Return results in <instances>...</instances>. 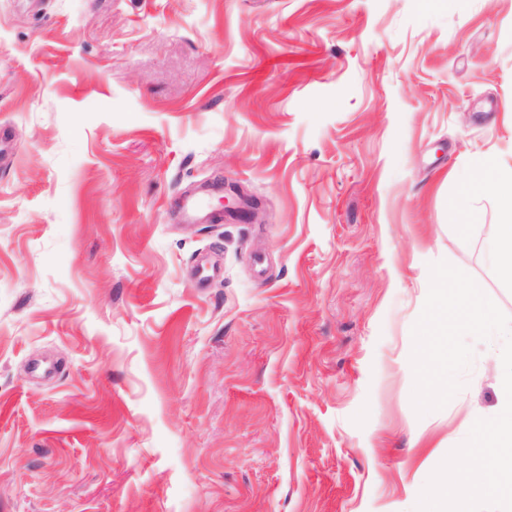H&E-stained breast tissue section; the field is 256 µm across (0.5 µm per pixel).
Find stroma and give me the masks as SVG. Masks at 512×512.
I'll return each instance as SVG.
<instances>
[{
  "mask_svg": "<svg viewBox=\"0 0 512 512\" xmlns=\"http://www.w3.org/2000/svg\"><path fill=\"white\" fill-rule=\"evenodd\" d=\"M0 129V512H415L497 414L410 356L431 263L512 316V0H0ZM495 173L490 187L501 207L505 222L497 225V242L502 257L508 260L509 272L512 271V155L494 162Z\"/></svg>",
  "mask_w": 512,
  "mask_h": 512,
  "instance_id": "obj_1",
  "label": "stroma"
}]
</instances>
